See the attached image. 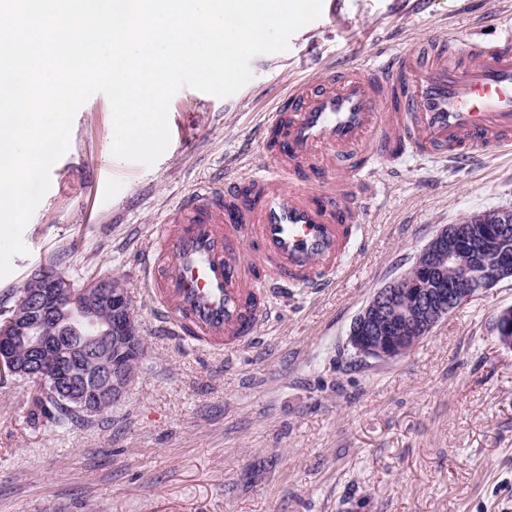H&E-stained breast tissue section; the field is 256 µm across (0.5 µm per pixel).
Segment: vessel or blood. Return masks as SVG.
I'll use <instances>...</instances> for the list:
<instances>
[{
	"mask_svg": "<svg viewBox=\"0 0 512 512\" xmlns=\"http://www.w3.org/2000/svg\"><path fill=\"white\" fill-rule=\"evenodd\" d=\"M247 178L203 181L152 228L141 274L151 314L192 350L253 339L281 289L330 287L358 244L360 189L412 152L461 168L512 147V21L491 39L429 37L292 86Z\"/></svg>",
	"mask_w": 512,
	"mask_h": 512,
	"instance_id": "obj_1",
	"label": "vessel or blood"
}]
</instances>
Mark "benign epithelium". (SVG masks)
Here are the masks:
<instances>
[{
	"label": "benign epithelium",
	"instance_id": "benign-epithelium-1",
	"mask_svg": "<svg viewBox=\"0 0 512 512\" xmlns=\"http://www.w3.org/2000/svg\"><path fill=\"white\" fill-rule=\"evenodd\" d=\"M482 224H448L433 235L416 255L409 269L371 296L354 319L349 343L362 360L387 361L411 351L429 336L458 305L475 294L512 278V209L481 212ZM457 269L453 279L445 278ZM36 288L26 292L11 315L0 323V371L30 379L51 376L53 396L62 405L89 414L103 405L120 402L132 384L136 369L122 356L144 353L143 337L126 289L108 280L88 283L76 291L56 268L44 266L32 274ZM112 308V324L106 341L119 357L110 362L85 351L84 373L72 377L69 363L44 360L56 336L60 315L92 321L100 303ZM40 316L32 327L30 317ZM498 342L512 347V308L501 311L495 324ZM23 339L26 357H16V343Z\"/></svg>",
	"mask_w": 512,
	"mask_h": 512
}]
</instances>
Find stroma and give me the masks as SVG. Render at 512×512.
Listing matches in <instances>:
<instances>
[{
    "label": "stroma",
    "instance_id": "1",
    "mask_svg": "<svg viewBox=\"0 0 512 512\" xmlns=\"http://www.w3.org/2000/svg\"><path fill=\"white\" fill-rule=\"evenodd\" d=\"M507 18L512 0H338L289 51L254 56L232 96L181 88L150 167L113 163L111 106L92 96L23 231L27 254L0 279V311L47 262L78 287L116 277L145 352L119 403L62 426L36 385L0 374V512H512V349L495 334L512 280L397 359L364 362L349 343L372 294L441 225L512 208V151L459 169L411 155L385 164L362 197L366 251L332 288H288L255 338L223 356L156 331L140 269L176 197L252 174L262 120L292 83Z\"/></svg>",
    "mask_w": 512,
    "mask_h": 512
}]
</instances>
